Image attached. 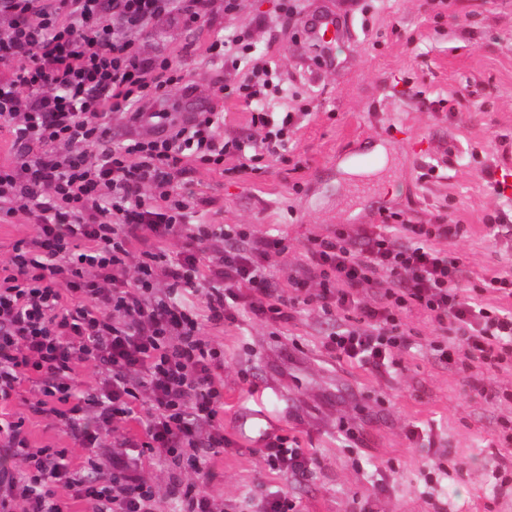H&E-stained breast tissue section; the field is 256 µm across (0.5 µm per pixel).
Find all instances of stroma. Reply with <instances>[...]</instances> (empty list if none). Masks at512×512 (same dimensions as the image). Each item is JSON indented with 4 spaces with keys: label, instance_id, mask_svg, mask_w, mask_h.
<instances>
[{
    "label": "stroma",
    "instance_id": "35a3bbf8",
    "mask_svg": "<svg viewBox=\"0 0 512 512\" xmlns=\"http://www.w3.org/2000/svg\"><path fill=\"white\" fill-rule=\"evenodd\" d=\"M284 15L280 0H242L237 12H217L212 25L157 21L142 41L149 50L182 57L196 97L220 112L219 131L249 137L245 107L213 97L219 65L205 55L214 35L250 31L257 62L275 64L286 88L271 96L272 112L306 118L288 145V161L267 158L262 176L223 177L195 167L188 178L197 197L213 199L197 219L248 224L256 234L285 237L288 251L273 258L280 287L305 266L309 236L337 224H377L383 213L432 224L438 216L460 224L443 247L459 259L463 288L512 271V238L497 241L484 225L501 200L480 173L499 140L512 147V0H296ZM328 9L349 19L355 44L336 47L338 67L319 65L305 39L306 20ZM382 164L358 193L353 174L362 156ZM405 322L412 348L401 365L379 377L329 357L324 336L335 321L301 306L277 326L241 314L237 324L207 329L224 348V429L236 434L245 410H266L273 429L298 437L317 468L298 482L269 473L258 445L218 449L205 490L225 512H257L279 489L301 512H512V483L496 486L492 472L512 465V447L496 445L499 419L512 420V368L460 370L430 346L445 330L412 311ZM481 380L485 395L473 391ZM431 427L429 440H410V426ZM354 429L357 440L346 436ZM448 467L436 481L423 463ZM385 492H378L377 483Z\"/></svg>",
    "mask_w": 512,
    "mask_h": 512
}]
</instances>
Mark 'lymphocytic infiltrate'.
I'll use <instances>...</instances> for the list:
<instances>
[{"label":"lymphocytic infiltrate","mask_w":512,"mask_h":512,"mask_svg":"<svg viewBox=\"0 0 512 512\" xmlns=\"http://www.w3.org/2000/svg\"><path fill=\"white\" fill-rule=\"evenodd\" d=\"M212 0H0V215H24L32 237L0 260V512H156L144 459L168 462L177 512H223L184 473L209 475L212 453L237 442L224 432V350L206 327L240 310L277 324L298 305L336 318L322 346L330 357L381 374L411 347L405 313L445 328L487 369L512 365V272L462 289L457 258L440 248L459 224H413L392 212L380 223L336 225L310 237L307 263L279 289L272 258L288 244L247 224H192L203 201L183 180L195 164L262 171L283 157L297 119L265 105L283 85L257 64L250 32L210 42V58L240 81L216 76L244 104L260 139L220 137L213 111L166 136L113 143V113L137 117L172 90L194 92L182 64L146 55L139 34L161 16L208 22ZM177 250H170L171 240ZM374 289V302L358 291ZM497 297L485 302V294ZM94 384L82 390L80 368ZM21 401L26 416L13 413ZM63 427L72 448L34 447L27 417ZM111 441L109 464L98 451ZM83 449V456L72 453ZM261 452L272 474L312 478L315 460L297 437L274 433Z\"/></svg>","instance_id":"lymphocytic-infiltrate-1"}]
</instances>
